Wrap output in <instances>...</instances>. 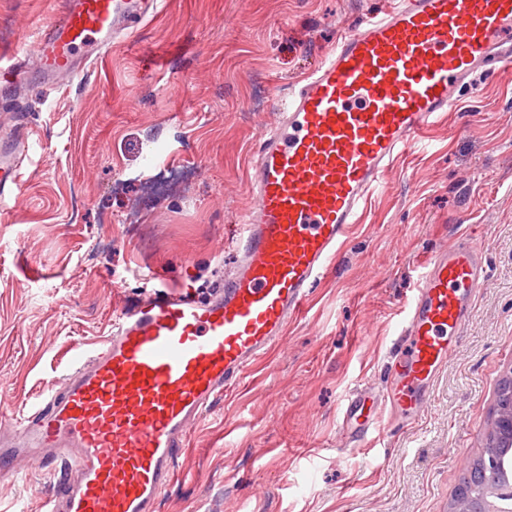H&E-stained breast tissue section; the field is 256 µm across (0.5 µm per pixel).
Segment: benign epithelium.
<instances>
[{
  "label": "benign epithelium",
  "instance_id": "1",
  "mask_svg": "<svg viewBox=\"0 0 512 512\" xmlns=\"http://www.w3.org/2000/svg\"><path fill=\"white\" fill-rule=\"evenodd\" d=\"M492 422L500 423L508 435L504 445L492 440L490 436L486 438L481 464L492 471V478L484 482L478 496L456 498L449 512H508L503 501L512 502V472L506 469L504 456L498 448L512 446V375L504 377L500 382Z\"/></svg>",
  "mask_w": 512,
  "mask_h": 512
}]
</instances>
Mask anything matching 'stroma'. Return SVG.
Masks as SVG:
<instances>
[{
    "mask_svg": "<svg viewBox=\"0 0 512 512\" xmlns=\"http://www.w3.org/2000/svg\"><path fill=\"white\" fill-rule=\"evenodd\" d=\"M60 0H0V56L27 53ZM382 0H164L67 89L28 81L0 109L39 146L0 206V428L105 335L145 276L206 293L234 268L252 152L287 87ZM471 227L488 276L423 416L353 448L359 388L382 393L425 257ZM512 371V73L476 77L390 171L307 313L192 432L159 512H448ZM30 460L0 512H42Z\"/></svg>",
    "mask_w": 512,
    "mask_h": 512,
    "instance_id": "obj_1",
    "label": "stroma"
}]
</instances>
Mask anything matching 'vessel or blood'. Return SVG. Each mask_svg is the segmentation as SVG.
<instances>
[{
	"mask_svg": "<svg viewBox=\"0 0 512 512\" xmlns=\"http://www.w3.org/2000/svg\"><path fill=\"white\" fill-rule=\"evenodd\" d=\"M160 0H63L14 83L70 87ZM512 69V0H389L342 34L289 95L255 153L251 203L223 288L199 301L151 288L118 310L106 336L76 344L67 373L0 437V479L35 457L66 470L43 512H157L190 432L244 380L304 309L387 173L479 74ZM32 149L19 120L0 122V197ZM487 276L472 235L427 259L383 404L359 391L347 418L359 439L382 408L416 420Z\"/></svg>",
	"mask_w": 512,
	"mask_h": 512,
	"instance_id": "b4317fda",
	"label": "vessel or blood"
}]
</instances>
